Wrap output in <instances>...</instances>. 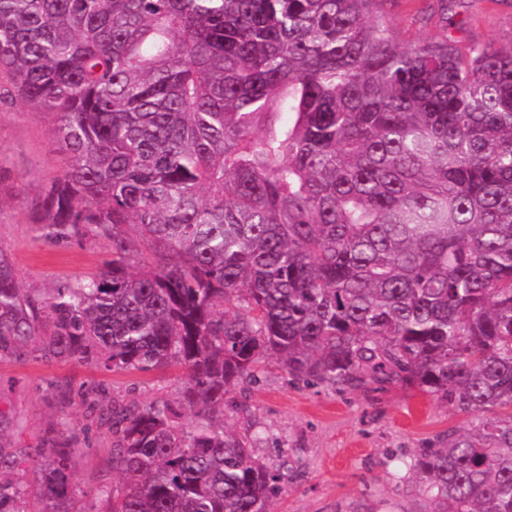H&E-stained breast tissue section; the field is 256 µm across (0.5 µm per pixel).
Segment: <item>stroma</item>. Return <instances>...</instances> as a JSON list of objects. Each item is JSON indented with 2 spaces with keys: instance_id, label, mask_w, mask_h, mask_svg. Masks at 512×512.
<instances>
[{
  "instance_id": "1",
  "label": "stroma",
  "mask_w": 512,
  "mask_h": 512,
  "mask_svg": "<svg viewBox=\"0 0 512 512\" xmlns=\"http://www.w3.org/2000/svg\"><path fill=\"white\" fill-rule=\"evenodd\" d=\"M458 37L512 47V0H466ZM383 10L400 41L435 34L437 0H385ZM0 84V246L10 253L21 288L43 297L74 286L111 260L107 241L87 237L52 244L37 222L40 194L64 167L49 114L12 100ZM184 371H108L95 353L47 359L38 343L24 358H0V412L9 425L0 437L24 462L18 473L39 491L40 472L28 457L43 448L61 417L71 423L73 512H103L96 491L115 485L112 404L167 403L181 410L184 429L198 417L181 405ZM480 413L457 410L418 388L369 383L337 390L290 383L276 364H262L252 383L229 387L224 429L251 441L256 456L283 471L271 512H430L431 503L403 460L423 448L444 447L449 436L476 434Z\"/></svg>"
}]
</instances>
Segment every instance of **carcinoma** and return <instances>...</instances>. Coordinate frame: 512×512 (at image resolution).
Here are the masks:
<instances>
[{
  "label": "carcinoma",
  "mask_w": 512,
  "mask_h": 512,
  "mask_svg": "<svg viewBox=\"0 0 512 512\" xmlns=\"http://www.w3.org/2000/svg\"><path fill=\"white\" fill-rule=\"evenodd\" d=\"M439 2L443 30L403 44L383 0H0V80L66 156L43 235L112 248L37 298L0 246V356L39 338L45 358L180 365L204 419L112 406L107 512H269L285 474L210 424L268 356L489 414L408 468L431 512H512V422L492 416L512 408V47H459L463 0ZM70 451L31 459L49 512ZM20 464L0 433V512H28Z\"/></svg>",
  "instance_id": "cac0c4a2"
}]
</instances>
